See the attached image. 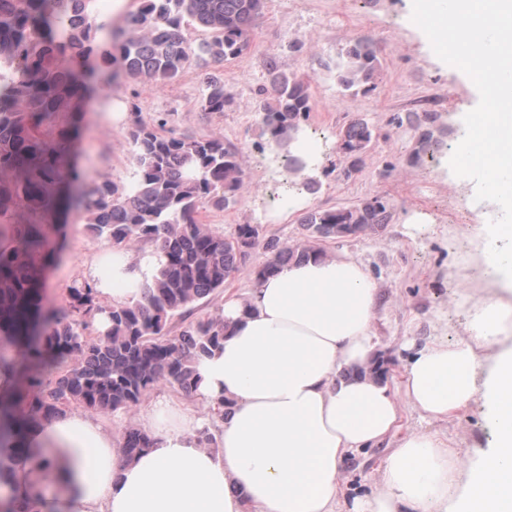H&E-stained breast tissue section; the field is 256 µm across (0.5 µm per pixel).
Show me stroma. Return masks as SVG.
I'll return each instance as SVG.
<instances>
[{"instance_id": "stroma-1", "label": "stroma", "mask_w": 512, "mask_h": 512, "mask_svg": "<svg viewBox=\"0 0 512 512\" xmlns=\"http://www.w3.org/2000/svg\"><path fill=\"white\" fill-rule=\"evenodd\" d=\"M411 11L412 0H381L375 7L367 0H267L241 57L221 66L195 63L179 82L141 87L138 98L143 116L168 113L169 126L177 134L215 133L238 149L242 163L263 160L262 185H246L243 196L227 209L204 210L205 222L216 230L230 234L237 225L258 224L265 235L295 246L304 240L299 221L308 212L335 210L372 196L389 201L392 219L384 230L329 240L322 248L328 254H351L368 268L378 297L374 341L384 361L385 380L393 389L409 359L431 341L452 346L467 340L476 308L491 293L488 284L475 278L479 242L474 232L495 205L475 201L474 190L464 189L463 178L449 167L453 134L477 105L479 94L466 74L436 57L427 37L412 23ZM352 22L372 40L395 30L403 41L401 56L382 58L375 88L346 98L345 111L310 113L291 148L268 141L261 115L253 109L259 89L268 85L266 58L276 56L281 68L308 77L314 102L334 99L340 93L334 78L336 55L346 46V27ZM296 35L311 37L316 52L290 47L289 40ZM207 73L220 75L233 96L234 103L223 116L203 112L200 106L199 82ZM126 96L122 87L95 91L78 144L77 166L84 179L131 184ZM429 100L442 102V109L424 114L422 105ZM358 118L365 119L374 133L359 164L336 146L339 129ZM428 131L440 139L432 151L421 144ZM309 143L316 158L301 170H290L291 157L301 156L303 145ZM47 232L62 250L46 273V302L62 309L73 280L85 279L107 244L89 232L83 216L74 210L65 224L48 227ZM265 259L263 250H255L224 290L198 303L192 319L222 313L226 296L246 298L255 286L253 269ZM161 395L184 400L202 418L211 416L202 401L161 384L127 412L106 415L104 421L114 435L123 436L128 426H140L143 413ZM398 404V435L446 438L461 460L453 470L454 482L465 486L493 441L482 404L444 419L427 416L403 397ZM393 449L386 442L345 460L340 473L342 501L376 495Z\"/></svg>"}]
</instances>
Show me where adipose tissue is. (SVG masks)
<instances>
[{"instance_id":"obj_1","label":"adipose tissue","mask_w":512,"mask_h":512,"mask_svg":"<svg viewBox=\"0 0 512 512\" xmlns=\"http://www.w3.org/2000/svg\"><path fill=\"white\" fill-rule=\"evenodd\" d=\"M478 268L498 288L470 323L468 341L418 351L401 388L421 412L445 418L482 401L494 442L463 491L434 434L396 437L382 490L349 512H512V238L495 224ZM153 259L105 250L88 280L97 297L139 300ZM376 289L344 253L283 266L248 300L224 302V346L198 367L197 395L221 417L213 442L203 420L159 399L142 417L147 448L127 456L103 420L80 410L29 426L28 450L0 506L8 512H338L344 460L396 436L395 393L369 367Z\"/></svg>"}]
</instances>
